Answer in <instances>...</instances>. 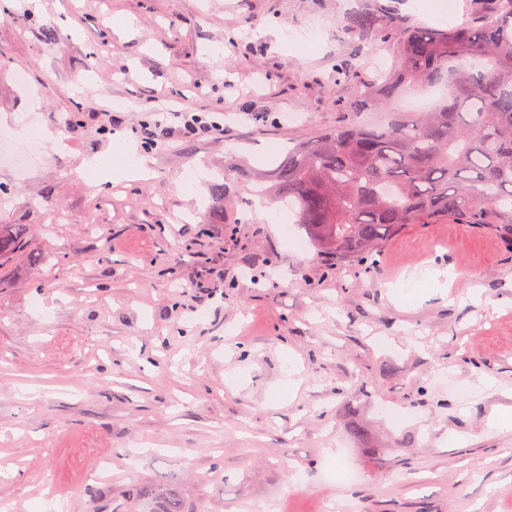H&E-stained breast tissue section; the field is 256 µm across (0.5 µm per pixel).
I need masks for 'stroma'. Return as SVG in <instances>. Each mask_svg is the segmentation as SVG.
Segmentation results:
<instances>
[{
  "label": "stroma",
  "mask_w": 512,
  "mask_h": 512,
  "mask_svg": "<svg viewBox=\"0 0 512 512\" xmlns=\"http://www.w3.org/2000/svg\"><path fill=\"white\" fill-rule=\"evenodd\" d=\"M364 8L367 43L341 30ZM442 23L439 0H0V129L47 134L37 166L0 165L24 240L0 261V512H146L162 485L192 512H512V247L409 224L340 262L295 249L292 213L253 217L243 178L403 118L352 102L405 26ZM158 110L221 127L140 147ZM131 150L150 177L86 178ZM344 461L356 480L325 479Z\"/></svg>",
  "instance_id": "35a3bbf8"
}]
</instances>
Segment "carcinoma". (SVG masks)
I'll use <instances>...</instances> for the list:
<instances>
[{
	"mask_svg": "<svg viewBox=\"0 0 512 512\" xmlns=\"http://www.w3.org/2000/svg\"><path fill=\"white\" fill-rule=\"evenodd\" d=\"M343 29L370 41L380 19L352 14ZM434 85L445 88L435 110L385 128L353 123L297 144L256 193L288 199L316 247L338 260L373 254L407 224L451 220L512 242V0H497L479 24L407 28L397 69L358 107ZM21 247L11 225L1 224L0 258ZM148 512L187 510L176 493L161 490Z\"/></svg>",
	"mask_w": 512,
	"mask_h": 512,
	"instance_id": "carcinoma-1",
	"label": "carcinoma"
}]
</instances>
